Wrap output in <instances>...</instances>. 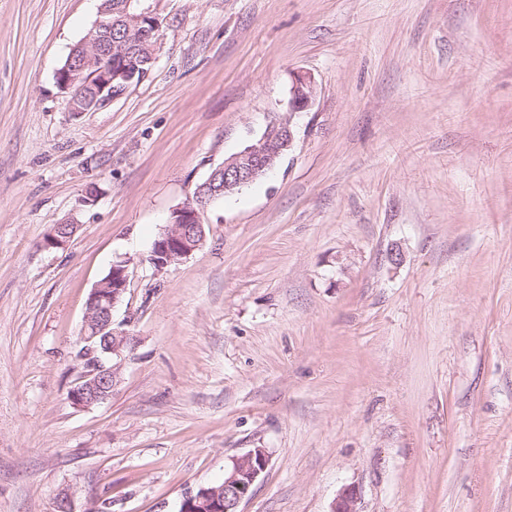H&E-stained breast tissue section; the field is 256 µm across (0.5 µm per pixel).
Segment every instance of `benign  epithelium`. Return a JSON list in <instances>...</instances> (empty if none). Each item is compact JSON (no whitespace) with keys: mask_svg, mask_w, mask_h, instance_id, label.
Segmentation results:
<instances>
[{"mask_svg":"<svg viewBox=\"0 0 512 512\" xmlns=\"http://www.w3.org/2000/svg\"><path fill=\"white\" fill-rule=\"evenodd\" d=\"M145 22L132 50L112 48V32L120 25ZM161 23L152 0H125L114 8L105 0L99 19L79 48L72 50L66 63L56 72V84L68 97L72 112H96L124 95L127 89L144 80L147 70L127 65L130 52L144 63L154 61L160 38ZM122 79V91L113 89L116 79ZM316 96L315 78L308 72H294L289 88V111H307ZM294 142L291 123L285 121L268 126L263 134L242 150L211 170L207 179L197 186L192 198L171 212L164 232L155 240L150 262L160 272L169 264L189 256L206 240L202 215L213 201L234 189L251 184L273 170ZM129 275L126 265H112L108 276L92 289L86 304V314L80 343L85 371L69 393L71 403L88 408L112 395L116 378L113 360L130 350L132 338L127 331L113 327V311L127 291ZM268 456L256 448L233 463L224 473L219 487L200 488L188 496L180 512H240L241 503L249 497L259 475L265 470ZM355 494L346 489L335 502L332 512H357Z\"/></svg>","mask_w":512,"mask_h":512,"instance_id":"7a95c632","label":"benign epithelium"}]
</instances>
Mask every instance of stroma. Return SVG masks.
<instances>
[{
  "label": "stroma",
  "mask_w": 512,
  "mask_h": 512,
  "mask_svg": "<svg viewBox=\"0 0 512 512\" xmlns=\"http://www.w3.org/2000/svg\"><path fill=\"white\" fill-rule=\"evenodd\" d=\"M100 4L0 0V512H179L255 448L241 512H512V0H158L149 76L73 112L55 75ZM287 119L155 271L172 209ZM118 262L132 347L77 408ZM289 95V112L307 111L316 96L315 78L307 72L298 71L292 73ZM293 142L290 120L272 124L258 139L213 168L207 179L197 186L192 198L172 210L164 232L153 243L149 260L155 270L160 272L201 248L206 240L202 222L206 207L273 170ZM108 275V276H107ZM92 289L86 304V314L80 343L85 371L69 393L71 403L88 408L106 400L112 394L116 378L114 358L130 350L132 338L127 331L113 327V311L127 291L129 275L126 265L112 264L110 272ZM101 337L104 348L98 354L95 338ZM112 362V363H111Z\"/></svg>",
  "instance_id": "1"
}]
</instances>
